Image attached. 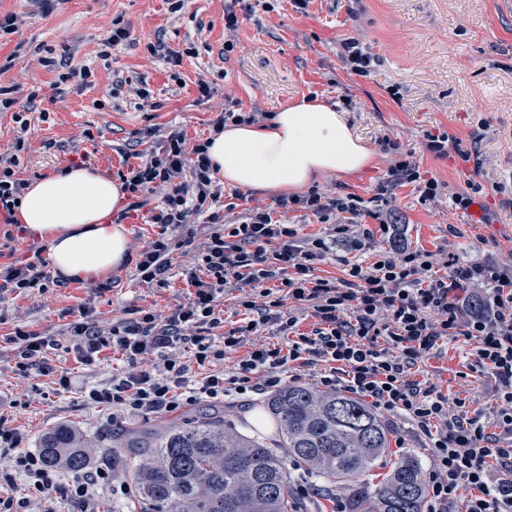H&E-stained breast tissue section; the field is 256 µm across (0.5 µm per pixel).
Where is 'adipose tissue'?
Segmentation results:
<instances>
[{
    "instance_id": "adipose-tissue-1",
    "label": "adipose tissue",
    "mask_w": 512,
    "mask_h": 512,
    "mask_svg": "<svg viewBox=\"0 0 512 512\" xmlns=\"http://www.w3.org/2000/svg\"><path fill=\"white\" fill-rule=\"evenodd\" d=\"M208 156L229 186L286 193L320 174L360 171L372 154L353 134L344 112L304 99L270 121L227 125L214 135ZM123 197L120 183L86 167H68L28 186L18 219L46 241L54 275L95 280L126 261L127 230L110 221Z\"/></svg>"
}]
</instances>
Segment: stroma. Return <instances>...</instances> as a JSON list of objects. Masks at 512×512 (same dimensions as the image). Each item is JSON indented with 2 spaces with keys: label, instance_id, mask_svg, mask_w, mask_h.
<instances>
[{
  "label": "stroma",
  "instance_id": "35a3bbf8",
  "mask_svg": "<svg viewBox=\"0 0 512 512\" xmlns=\"http://www.w3.org/2000/svg\"><path fill=\"white\" fill-rule=\"evenodd\" d=\"M235 32L224 29V0H184L172 11L169 0H53L40 10L33 0H0V15H16L18 30L0 40V86L20 85L23 96L14 111L0 112V153L10 151L18 125L13 112L29 113L28 149L21 158V178L33 182L86 156L87 167L115 179L123 153L135 147L140 132L154 126H176L190 142L210 137L225 99L243 111L275 113L303 97L345 110L347 121L372 153L361 171L317 177L322 190L371 199L386 170L380 150L391 139L418 163L426 177L445 183L442 201L422 202L416 186L394 190L390 208L405 222L412 249L463 264L495 257L512 272V0H310L306 11L291 0H244L237 7ZM127 24L126 41L109 48L105 40L115 19ZM363 30L377 61L368 76L347 71L337 54L340 42ZM234 40L225 52V40ZM161 46L150 55L147 47ZM183 52L180 66H170L165 50ZM69 68L90 67L94 81L57 84V75L41 64L46 53ZM212 86L200 98L199 80ZM147 88L150 106L136 91ZM35 93L27 101V93ZM447 131L475 149L480 165L456 153L434 157L425 147V131ZM482 184L478 205L455 208L450 197ZM491 223H482L483 214ZM192 252L172 255L166 287L142 283L134 264L111 274L110 291L94 282L65 281L63 286L0 297V396L28 391L29 405L15 409L13 424L31 440L64 422L96 433V458L111 463L117 439L132 431L154 434L161 423L186 418L193 407L162 414L113 419L110 410L86 404L81 388L108 385L112 360L86 366L74 355L51 356L49 374L20 379L4 335L15 325L38 331L56 330L79 319L83 310L103 323L125 318L128 310L170 314L187 304V271ZM473 340L456 336L422 354L417 365L425 379L449 398L465 399L493 434H500L491 374L475 365ZM75 387L63 390L61 371ZM390 453L357 486L317 480L320 492L301 496L290 489L297 512H334L337 500H348L355 488H374L392 461L416 456L422 471L430 469L426 437L403 419H390Z\"/></svg>",
  "mask_w": 512,
  "mask_h": 512
}]
</instances>
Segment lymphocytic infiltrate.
I'll list each match as a JSON object with an SVG mask.
<instances>
[{"mask_svg": "<svg viewBox=\"0 0 512 512\" xmlns=\"http://www.w3.org/2000/svg\"><path fill=\"white\" fill-rule=\"evenodd\" d=\"M22 134L11 153L0 155V218L16 224V202L28 186L18 176L20 154L29 122L14 112ZM154 150L133 152L117 175L126 203L113 215L116 224L141 211L148 197L162 193L164 205L148 221L159 228L156 238L138 251L135 268L144 283L165 287L174 250L195 248L196 271L187 279L191 300L161 317L136 309L130 317L102 327L92 315L69 323L65 339L50 331L15 327L5 341L11 345L20 376L45 370L50 351L69 344L81 363L100 361L105 350L119 354L122 365L112 373L109 387L84 390L91 405L111 409L113 416L172 412L201 401L223 402L246 393L264 394L281 385L296 367L329 365L319 379L321 388H342L371 398L376 409L406 419L429 440L432 466L428 474L429 512H512V445L486 430L480 416L470 414L465 400L449 399L415 366L421 354L440 340L466 336L475 342L477 364L497 383L501 402L499 425L512 436V275L495 259L474 264L449 263L437 274L432 254L410 249L401 241L402 219L386 212L379 229L392 243L372 263L351 264L346 280L335 282L316 273L319 262L338 250H361L371 233L364 228L361 198L350 193L282 194L273 205L255 206L234 215L233 204L212 212L220 192L213 183L214 167L207 142L188 144L178 128H148ZM387 169L376 187L386 201L397 187L413 184L422 201H438L444 186L425 177L415 160L391 140H383ZM209 212V229L197 241L192 221ZM293 211L311 213L323 232L299 235L286 217ZM278 289H270V281ZM49 276L40 254L0 263V295L46 290ZM241 289L238 304L247 320L215 341L223 325L216 299L225 288ZM310 310L314 320L301 330L296 311L285 300ZM273 329L275 342L255 344L240 359L232 376L216 372L198 378L193 366L222 360L243 346L245 337ZM192 352L193 361L183 359ZM24 434L0 414V455H12L13 471L22 477L29 496L49 500L65 495L79 512L99 489L112 484L109 468L87 462L81 474L63 484L60 470L48 467L40 452L24 448Z\"/></svg>", "mask_w": 512, "mask_h": 512, "instance_id": "obj_1", "label": "lymphocytic infiltrate"}]
</instances>
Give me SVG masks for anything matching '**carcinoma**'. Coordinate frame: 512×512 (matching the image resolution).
I'll use <instances>...</instances> for the list:
<instances>
[{
  "instance_id": "cac0c4a2",
  "label": "carcinoma",
  "mask_w": 512,
  "mask_h": 512,
  "mask_svg": "<svg viewBox=\"0 0 512 512\" xmlns=\"http://www.w3.org/2000/svg\"><path fill=\"white\" fill-rule=\"evenodd\" d=\"M266 407L280 422L274 443L241 433L234 424L204 414L136 442L125 456L140 512H291L290 466L329 482L369 473L390 448L391 429L375 407L346 393H322L288 384L271 393ZM45 464L80 468L97 441L71 423L38 440ZM368 512H424L427 486L418 460L403 455L368 495Z\"/></svg>"
}]
</instances>
